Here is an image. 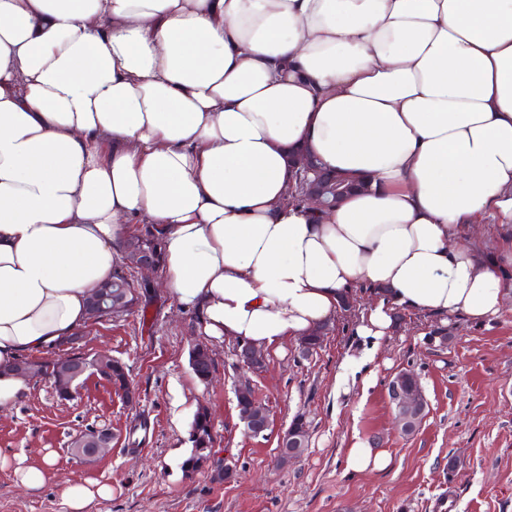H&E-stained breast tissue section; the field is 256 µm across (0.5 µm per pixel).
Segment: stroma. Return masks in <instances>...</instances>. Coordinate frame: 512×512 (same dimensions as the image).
Wrapping results in <instances>:
<instances>
[{
    "mask_svg": "<svg viewBox=\"0 0 512 512\" xmlns=\"http://www.w3.org/2000/svg\"><path fill=\"white\" fill-rule=\"evenodd\" d=\"M138 280L149 297L145 314L101 320L71 346L121 360L135 398L94 375L69 401L50 382L26 381L21 399L0 411V458L9 461L0 467V512H68L63 490L71 481L111 486V497L92 512H440L450 497L454 512H512V302L487 326L395 311L371 386L338 395L340 364L369 346L356 333L371 304L364 289L351 294L356 313L331 319L317 353L301 356L290 339L265 350L262 371L248 374L233 341L206 339L197 316L176 305L157 275ZM441 326L448 344L429 343ZM202 342L214 364L207 383L190 366ZM404 369L418 375L428 402L409 437L388 397L389 381ZM243 380L270 411L265 436H249L239 419L235 389ZM202 406L217 442L206 467L189 479L181 463ZM298 415L309 426V446L300 459L278 463L279 437ZM106 428L112 445L96 461L71 457L76 435ZM358 443L385 452L387 468L349 469L347 450ZM47 453L55 466L45 485L22 488L14 463L36 465Z\"/></svg>",
    "mask_w": 512,
    "mask_h": 512,
    "instance_id": "35a3bbf8",
    "label": "stroma"
}]
</instances>
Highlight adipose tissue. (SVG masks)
<instances>
[{
  "instance_id": "obj_1",
  "label": "adipose tissue",
  "mask_w": 512,
  "mask_h": 512,
  "mask_svg": "<svg viewBox=\"0 0 512 512\" xmlns=\"http://www.w3.org/2000/svg\"><path fill=\"white\" fill-rule=\"evenodd\" d=\"M365 181L287 202L293 152ZM507 228L492 257L475 224ZM149 224L175 302L278 346L352 289L477 323L512 299V0H0V409Z\"/></svg>"
}]
</instances>
